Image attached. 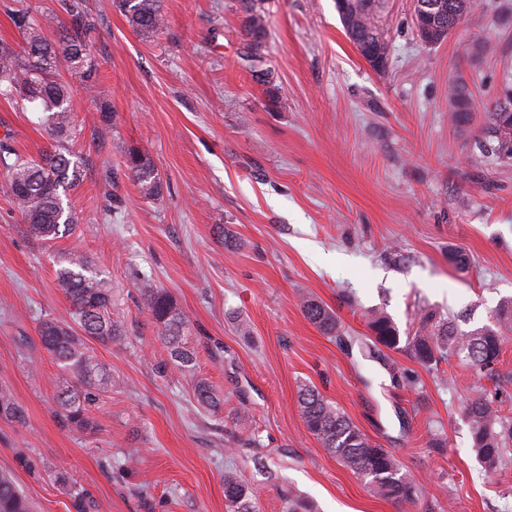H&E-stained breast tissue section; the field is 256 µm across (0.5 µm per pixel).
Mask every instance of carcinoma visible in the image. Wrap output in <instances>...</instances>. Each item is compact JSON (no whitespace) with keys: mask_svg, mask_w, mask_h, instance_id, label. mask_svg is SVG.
Returning <instances> with one entry per match:
<instances>
[{"mask_svg":"<svg viewBox=\"0 0 512 512\" xmlns=\"http://www.w3.org/2000/svg\"><path fill=\"white\" fill-rule=\"evenodd\" d=\"M129 26L149 36L164 25L160 0H115ZM245 14L244 29L249 38L245 55L262 58L266 48L267 15L262 0H240ZM431 9L424 8V5ZM480 0H416L415 17L421 40L441 44L457 30ZM67 14L62 22L55 13L36 21L29 8L15 10L12 21L24 39L17 48L0 41V97L17 105L37 103L44 113L53 144L39 158L16 150L10 136L0 139V170L6 174L7 191L13 205L27 224L29 235L53 242L71 234L77 217L64 207L63 196L83 180L88 166L78 148L81 130L72 118V89L63 73L77 75L84 90L96 89L97 68L91 56L90 36L96 31L95 18L85 0H61ZM385 0H342L339 17L344 31L368 61L378 56L384 71L390 53L384 19ZM472 95L465 82L453 85L448 98V115L457 126L472 117ZM474 146L480 154L503 166L512 165V96L486 107ZM125 166L134 184L146 199H156L163 191L161 177L152 158L144 151L125 150ZM56 269V282L70 302L65 316L48 315L39 321L42 346L52 356L62 376L56 400L59 415L81 432L94 433L98 424L92 413L99 402L118 386L112 372L90 350L88 340L110 343L122 335L112 319V287L100 272L81 255L66 259ZM143 305L150 313L159 339L167 348L171 364L193 377L194 397L202 407L216 411L218 399L206 378L195 376L196 351L189 346L190 321L177 301L163 288L142 289ZM305 318L324 335L343 339L342 323L328 306L312 297L300 300ZM372 344L397 349L400 334L384 312L366 314ZM459 314L448 320L426 314L416 332L406 338L404 350L428 368L442 361L460 360L483 376L501 381L498 364L502 346L512 335V298H504L491 315L490 323L463 330ZM512 394L503 385L495 393L470 398L465 406L472 449L487 474H494L512 463V417L500 413L502 403ZM307 430L323 448L366 482L370 491L385 500L414 504L422 495L416 484L401 472L396 457L373 443L360 428L319 391L305 386L298 395ZM25 409L7 386H0V419L22 424ZM54 479L64 486L76 512H90L91 502L84 490L71 484L67 471L57 466ZM224 499L232 512H255L249 486L238 476H224ZM0 512H31L28 498L11 474L0 473Z\"/></svg>","mask_w":512,"mask_h":512,"instance_id":"1","label":"carcinoma"}]
</instances>
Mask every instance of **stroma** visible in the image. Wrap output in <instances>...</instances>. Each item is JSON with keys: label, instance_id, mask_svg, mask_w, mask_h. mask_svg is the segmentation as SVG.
<instances>
[{"label": "stroma", "instance_id": "35a3bbf8", "mask_svg": "<svg viewBox=\"0 0 512 512\" xmlns=\"http://www.w3.org/2000/svg\"><path fill=\"white\" fill-rule=\"evenodd\" d=\"M482 3L428 45L414 0H389L380 73L348 39L335 0H268L265 84L241 55L238 0H163L167 24L148 37L113 0H86L99 19L91 46L101 86L99 98L72 97L89 159L67 195L73 233L50 247L31 238L0 173V386L27 412L22 425L0 420V471L36 512H75L47 473L58 462L91 512H229L228 472L259 512H282L287 491L315 512H512V465L483 472L465 414L493 382L458 362L436 371L359 344L373 309L405 337L425 311L466 312L470 330L512 297V167L473 149L484 107L512 76V0ZM483 43L488 52L473 54ZM459 79L474 105L464 127L448 120ZM103 104L115 124L106 136ZM40 118L0 99V137L34 156L51 146ZM129 145L152 157L159 200L129 178ZM72 253L107 277L124 329L91 345L122 383L96 409L93 436L58 414L60 371L37 333L39 319L70 307L55 262ZM146 286L169 291L188 316L195 375L214 386L218 412L201 410L192 377L170 367L141 303ZM304 296L337 313L343 340L304 317ZM303 384L389 449L424 497L379 499L330 456L305 427ZM242 411L258 447L238 442Z\"/></svg>", "mask_w": 512, "mask_h": 512}]
</instances>
